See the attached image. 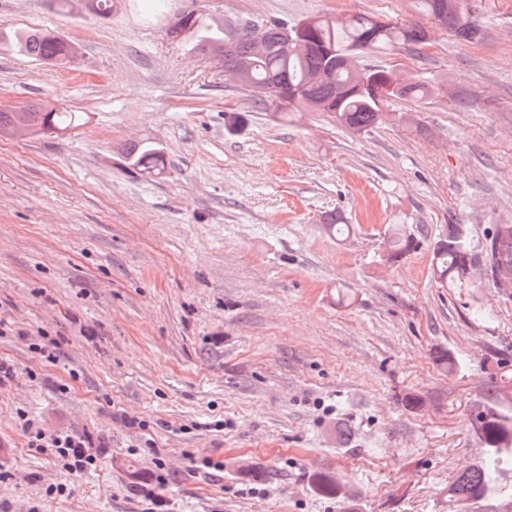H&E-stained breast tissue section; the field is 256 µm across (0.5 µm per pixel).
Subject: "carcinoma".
<instances>
[{
    "label": "carcinoma",
    "instance_id": "1",
    "mask_svg": "<svg viewBox=\"0 0 512 512\" xmlns=\"http://www.w3.org/2000/svg\"><path fill=\"white\" fill-rule=\"evenodd\" d=\"M412 18L402 22L384 20L374 15H359L344 20L322 15L301 34L306 51L297 54L287 50L285 34H295L300 22L286 24L271 21L261 30H246L230 38L210 16L196 11H182L169 25L171 34H187L202 48L224 51L227 70L243 69L249 83L264 86L276 82L275 90L257 97L259 103L272 104L284 110L301 97L324 104L327 112L339 125L361 132L381 119V103L388 95L398 99L421 101L434 95L438 87L415 78L398 90L386 92L385 87L395 79L391 70L373 68L368 72L366 85H359L356 75L341 66L344 57L361 61L365 53L381 44L421 45L425 39L422 21H435L448 27L459 38L472 41L481 36L482 29L463 0H410ZM262 34L266 45L256 54L253 41ZM0 50L15 51L54 66L75 61L71 45L52 29L6 31L0 29ZM28 114L32 126L42 132H63L79 126L82 116L50 103L34 102L21 108ZM133 170L151 177L166 171V159L158 145L142 140L129 146L125 153ZM409 236L393 227L388 240L386 261L395 263L413 249ZM484 268L480 275L484 283L493 278L512 280V224H493L483 240L474 243L458 233V225H448V233L437 242L432 259V271L448 284H463ZM484 409L475 413L471 426L490 457L459 473L448 486V502L479 504L491 491L503 456L512 455V371L501 367L500 375L492 377L486 392Z\"/></svg>",
    "mask_w": 512,
    "mask_h": 512
}]
</instances>
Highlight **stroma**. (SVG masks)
I'll list each match as a JSON object with an SVG mask.
<instances>
[{
	"mask_svg": "<svg viewBox=\"0 0 512 512\" xmlns=\"http://www.w3.org/2000/svg\"><path fill=\"white\" fill-rule=\"evenodd\" d=\"M467 2L479 39L429 21L426 44L363 58L450 93L391 99L357 133L302 101L281 122L147 0L107 19L0 0V28L79 50L65 70L0 53V111L83 115L0 139V360L18 369L0 386V512H512L507 473L480 505L448 502L486 457L470 413L512 361V297L431 269L448 225L476 240L512 224V0ZM187 8L255 25L410 15L408 0H173ZM229 112L245 117L231 132ZM147 137L158 178L123 155ZM393 224L416 246L391 264ZM29 421L108 450L69 473L29 447Z\"/></svg>",
	"mask_w": 512,
	"mask_h": 512,
	"instance_id": "1",
	"label": "stroma"
}]
</instances>
